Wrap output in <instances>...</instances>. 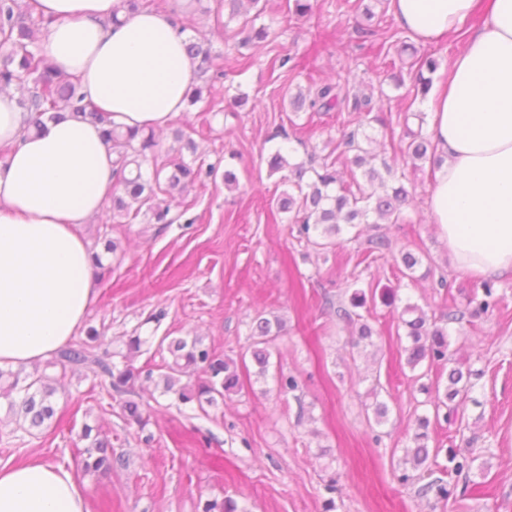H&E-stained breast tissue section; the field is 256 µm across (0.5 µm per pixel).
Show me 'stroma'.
I'll return each instance as SVG.
<instances>
[{"mask_svg": "<svg viewBox=\"0 0 512 512\" xmlns=\"http://www.w3.org/2000/svg\"><path fill=\"white\" fill-rule=\"evenodd\" d=\"M285 4L268 0L260 21L273 33L265 42L239 46L236 20L212 39L214 50L242 66L211 82L210 111L195 108L175 120L192 131L199 161L216 173L173 206L174 223L109 224L95 217L80 228L91 243L109 232L119 247L91 272L95 299L76 341L96 328L109 362L140 371L167 360L158 347L164 336L196 335L235 359L250 344L256 311L264 310L287 323L271 348L266 377L244 380L239 393L205 413L139 379L142 430L126 424L103 376L84 366L47 367L58 382L56 415L36 434L18 430L0 405V467L33 459L65 467L83 485L89 512L107 505L112 512H203L206 502L227 499L240 512H434V497L418 496L399 480L416 418L433 415L434 407L406 363L409 341L398 332V314L406 302L431 315L464 307L480 282L453 267L431 221L430 164L403 166L391 149L392 140L417 125L406 111L425 108L413 98L412 76L395 85L369 38L357 32L356 15L338 13L336 0H317L310 18L288 25L281 22ZM326 33L331 42L309 70L284 65ZM314 79L372 96L385 123L370 129V149L404 170L415 188L404 223L362 225L363 236H385L392 249L367 268L356 263L359 240L345 242L328 264L268 211L284 189L267 165L277 131L301 136L322 156L339 141L335 115L293 113L285 97ZM237 90L247 93V105L225 110L227 92ZM228 162L239 178L235 189L224 185ZM402 249L428 255V279L414 282L398 272L392 254ZM302 277L308 283L300 290L295 283ZM350 279L366 296L362 314L375 331L367 347H353L348 327L323 306L327 297L348 302ZM387 288L396 290L398 304L383 303ZM497 292L500 310L455 325L449 338L456 358L474 372L473 387L457 420L440 423L430 445L471 448L478 461L465 507L452 502L444 512H512V276L498 280ZM157 311L161 319L151 320ZM132 334L144 340L134 354L125 345ZM288 376L298 380L299 393H281L279 380ZM378 401L388 407L380 424L373 413ZM87 425L126 460L110 476L82 470L78 451L86 446Z\"/></svg>", "mask_w": 512, "mask_h": 512, "instance_id": "obj_1", "label": "stroma"}]
</instances>
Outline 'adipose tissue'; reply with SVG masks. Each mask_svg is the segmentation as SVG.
Masks as SVG:
<instances>
[{
	"label": "adipose tissue",
	"mask_w": 512,
	"mask_h": 512,
	"mask_svg": "<svg viewBox=\"0 0 512 512\" xmlns=\"http://www.w3.org/2000/svg\"><path fill=\"white\" fill-rule=\"evenodd\" d=\"M41 49L78 78L113 126H168L186 108L194 70L176 18L141 9L120 22V0H38ZM419 44L460 33L448 81L429 101L442 157L428 207L455 269L512 275V0H390ZM482 13L478 28L467 23ZM27 115L0 93V367L46 359L80 327L94 298L89 244L78 232L116 185L100 125L48 121L23 135ZM0 512H88L64 467L0 468Z\"/></svg>",
	"instance_id": "adipose-tissue-1"
}]
</instances>
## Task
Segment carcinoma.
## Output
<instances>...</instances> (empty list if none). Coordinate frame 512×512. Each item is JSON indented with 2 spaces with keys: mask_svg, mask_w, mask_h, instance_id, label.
Returning <instances> with one entry per match:
<instances>
[{
  "mask_svg": "<svg viewBox=\"0 0 512 512\" xmlns=\"http://www.w3.org/2000/svg\"><path fill=\"white\" fill-rule=\"evenodd\" d=\"M224 12L228 19L242 20L240 33L243 41L260 42L270 35V27H255V21L262 15L261 0H223ZM150 6L158 12L174 11L169 0H121V8L132 14L139 8ZM312 0H286L285 17L300 19L311 16ZM41 19L27 4L19 0H0V90L12 85L20 86L22 97L18 105L29 113L27 130H37L44 119L53 120L63 112H71L84 119L106 125L104 138L115 154V175L117 191L112 193V211L116 223L134 220L143 214L155 224H170L168 219L171 204L176 196L183 195L201 182L202 177L211 176L213 167L203 169V165L185 159L183 151L196 152V144L183 131H176V138L183 142L180 151L162 152L155 137V131H122L109 126V120L93 104L84 101L79 85L58 72L56 67L43 54L36 41V30ZM187 54L195 65L197 77H204L209 71L216 76H224L221 55L213 54L211 48L194 38L187 40ZM439 66L431 54H423L411 63L414 68L415 96L426 99L431 88L430 78L425 73H433ZM314 92L301 89L286 91L289 104L295 112H342L355 113L364 118L353 129H344L337 144L340 151L323 157L316 152L306 153V160L292 163L287 159L291 139L284 129L275 134L281 138L280 145L271 153L268 166L270 174H280V181L288 189L275 199L271 209L273 218L288 215V223L294 226L297 238L324 252H333L341 245L337 237L343 227L353 224H400L405 219V207L411 202L406 176L398 177L386 169L389 177H384L378 169L366 167L368 151L363 142L371 137L363 131V123L383 124L384 119L373 114L374 106L369 96L349 95L340 86L326 82H313ZM392 149L412 161H430L439 166L442 159L436 155V147L431 137L423 131L407 133V139L392 145ZM390 250L389 242L382 236L368 240V246L357 253V264H371ZM400 273L413 277L422 265L423 258L410 250H402L393 257ZM482 296L470 299L465 310L448 309L440 318H431L423 308L407 303L400 314V323L405 336L410 340L406 348L407 365L416 369L422 362L429 365L452 363L449 351L448 325L463 320L464 317L479 319L500 306L496 283L485 280L480 284ZM365 294L356 291L350 299V307L338 306L334 309L336 318L356 328V335L364 340L373 336L372 328L364 322L363 315L356 309L364 307ZM286 331V321L279 316L267 317L260 312L250 327V348L252 361L258 366L257 376L264 377L268 371L270 352L268 347ZM96 330L88 332L87 340L69 343L55 351L51 364L63 368L94 364L110 378V389L118 394L128 393L141 372L127 365L122 369L106 362L92 353L93 343L98 341ZM167 345L171 361L163 366L161 375L163 393H172L180 403L195 404L202 412L206 408H216L224 402V397L239 392L243 387L241 370L248 369L246 356L240 360L226 358L214 350L203 346L198 338L162 337L159 345ZM201 370L204 377L194 383H181L189 368ZM471 370H463L455 365L448 371V385L445 390L435 388L434 407H446L445 419L457 416L460 404L466 399L470 389ZM0 398L8 400L9 408L17 417L28 424L26 432L40 428L56 415L53 398L56 388L47 374L34 370L21 374L0 369ZM127 420L143 428L146 420L138 403L126 400L122 405ZM433 425L430 417L417 418L411 445L404 449L403 463L412 466L416 473H403L404 483H420L418 493H435L436 498L446 502L454 495L451 483L440 477L432 478L433 471L428 464L429 440ZM82 438L89 441L84 448L83 468L88 473L107 475L112 473L115 464H122L121 458H112V443L93 434V427L82 429ZM450 471L448 474L460 476L469 474L478 457L469 448L447 449Z\"/></svg>",
  "mask_w": 512,
  "mask_h": 512,
  "instance_id": "cac0c4a2",
  "label": "carcinoma"
}]
</instances>
